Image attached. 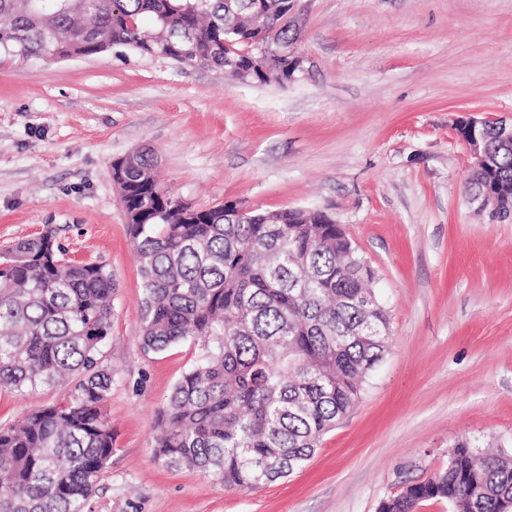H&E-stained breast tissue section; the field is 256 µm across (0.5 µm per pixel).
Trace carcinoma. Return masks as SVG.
Listing matches in <instances>:
<instances>
[{
	"label": "carcinoma",
	"instance_id": "cac0c4a2",
	"mask_svg": "<svg viewBox=\"0 0 512 512\" xmlns=\"http://www.w3.org/2000/svg\"><path fill=\"white\" fill-rule=\"evenodd\" d=\"M0 0V52L52 61L121 46L180 68L235 67L249 84L291 81L300 37L294 0ZM152 29H141L143 19ZM495 163L467 178L471 198L499 185L492 217L512 219V142L484 132ZM134 213L141 343L162 352L189 340L192 366L160 411L155 457L227 489L254 490L303 469L318 442L359 402L389 348V317L372 267L326 211L219 205L191 215L165 189L145 149L121 175ZM54 227L0 255V388L72 378L63 401L0 427V512H86L112 457L105 413L112 368V271L71 262ZM439 499L459 512H512V451L460 443L447 468L387 498L383 512Z\"/></svg>",
	"mask_w": 512,
	"mask_h": 512
}]
</instances>
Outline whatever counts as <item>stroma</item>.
Masks as SVG:
<instances>
[{
	"label": "stroma",
	"mask_w": 512,
	"mask_h": 512,
	"mask_svg": "<svg viewBox=\"0 0 512 512\" xmlns=\"http://www.w3.org/2000/svg\"><path fill=\"white\" fill-rule=\"evenodd\" d=\"M285 84L111 48L0 55V252L56 227L117 284L105 412L113 452L90 512H378L448 450H512V222L470 204L463 113L512 117V0H302ZM152 149L196 208L329 212L376 273L391 336L360 402L292 476L252 491L154 459L157 412L198 354L141 345V279L112 163ZM0 392V425L63 399Z\"/></svg>",
	"instance_id": "1"
}]
</instances>
